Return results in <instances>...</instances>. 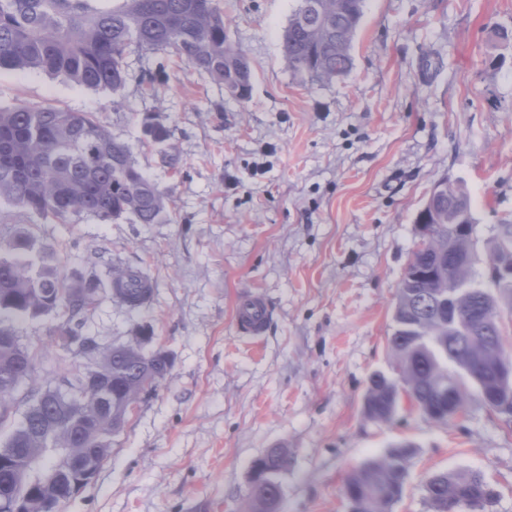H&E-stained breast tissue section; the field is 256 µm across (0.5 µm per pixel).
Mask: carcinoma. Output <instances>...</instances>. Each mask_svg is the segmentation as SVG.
I'll return each mask as SVG.
<instances>
[{
	"mask_svg": "<svg viewBox=\"0 0 512 512\" xmlns=\"http://www.w3.org/2000/svg\"><path fill=\"white\" fill-rule=\"evenodd\" d=\"M365 0H299L283 33V57L294 75L329 83L352 66L351 43ZM217 0H0V73L40 72L89 89L122 88L127 56L170 51L234 99L250 90L252 69L227 37ZM41 219L65 221L92 215L102 221L133 217L156 224L167 212V196L132 161L129 147L112 137L96 112L31 104L0 107V204ZM428 234L411 255L396 292L387 344L393 375L368 378L363 408L387 421L402 399L428 420L445 424L472 401L512 422V381L490 372L509 350L501 303L512 306V283L494 280L512 263V225L486 243L482 271L476 248L453 236L451 224L476 225L472 203L459 184L418 215ZM150 274L121 263L103 282L70 278L57 250L40 243L28 224L0 228V427L11 425L0 443V512H60L88 485L112 452V416L128 400H142L171 369L168 353L144 351L143 342L116 346L85 333L84 323L106 297L132 311L152 302ZM50 316L55 354L25 345L17 336L27 320ZM112 377V412L97 406V387L87 382L76 359ZM19 422H14L16 414ZM51 448H68L94 461V471L68 473L54 490L13 483L14 471L31 458L59 461ZM410 446L355 467L343 485L349 512H392L404 492ZM288 449L275 447L253 467L244 512H275L277 475L288 469ZM427 512H492L496 493L479 472L456 470L423 482Z\"/></svg>",
	"mask_w": 512,
	"mask_h": 512,
	"instance_id": "1",
	"label": "carcinoma"
}]
</instances>
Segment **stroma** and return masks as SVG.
<instances>
[{
	"instance_id": "obj_1",
	"label": "stroma",
	"mask_w": 512,
	"mask_h": 512,
	"mask_svg": "<svg viewBox=\"0 0 512 512\" xmlns=\"http://www.w3.org/2000/svg\"><path fill=\"white\" fill-rule=\"evenodd\" d=\"M219 5L251 64L243 100L165 52L131 54L117 92L0 73L1 107L99 113L171 197L156 224L0 205V224L33 225L68 273L116 257L150 268L149 309L107 300L85 329L111 345L145 330L173 361L63 512H243L251 465L276 446L293 455L278 512H348L347 474L398 442L413 450L392 512H426L422 484L446 470L483 473L494 512H512V426L475 404L446 425L405 403L387 422L362 409L368 377L391 369L395 293L435 182L464 186L479 241L512 223V43L493 35L512 29V0H365L350 71L313 85L283 58L298 0ZM148 69L164 77L153 95ZM148 118L170 128L178 168ZM243 291L271 307L257 340L234 322Z\"/></svg>"
}]
</instances>
